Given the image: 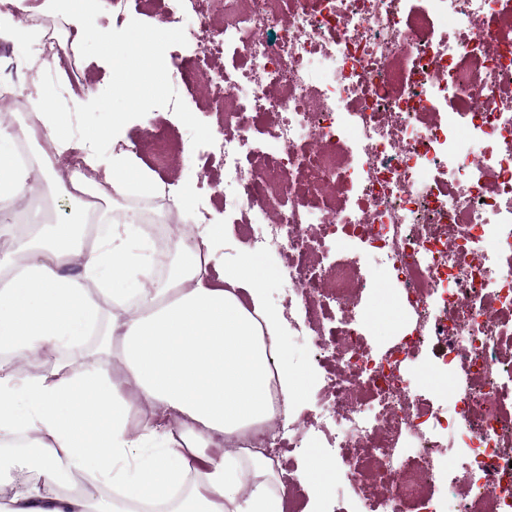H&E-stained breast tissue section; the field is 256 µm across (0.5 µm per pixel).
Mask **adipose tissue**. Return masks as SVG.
<instances>
[{
  "label": "adipose tissue",
  "mask_w": 512,
  "mask_h": 512,
  "mask_svg": "<svg viewBox=\"0 0 512 512\" xmlns=\"http://www.w3.org/2000/svg\"><path fill=\"white\" fill-rule=\"evenodd\" d=\"M57 2L79 37L113 47L112 94L96 101L112 123L98 133L121 138L128 109L162 83L157 51L173 28L131 29L115 43L94 31L95 0ZM34 106L37 126L0 129V211L48 178L66 193L57 165L79 148L115 194L166 191L190 211L193 186L163 189L130 152L102 167L85 141L70 137L48 96ZM20 137L37 145L34 164L17 162ZM84 222L79 212L49 225L44 244L0 285V350L52 359L61 345L81 341L100 313L88 290L94 283L112 302L109 333L121 339L125 373L54 363L41 373L17 367L0 377V433L29 434L39 473L32 480L18 469L0 512H135L183 485L190 491L173 512H285L279 473L247 434L271 417L270 383L289 406L306 382L288 352L281 314L265 302L268 274L258 258L244 253L213 273L192 252L160 287L136 216L111 226L89 250L80 239ZM138 403L151 407L152 418L134 436L127 422Z\"/></svg>",
  "instance_id": "obj_1"
}]
</instances>
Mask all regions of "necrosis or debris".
<instances>
[{
	"mask_svg": "<svg viewBox=\"0 0 512 512\" xmlns=\"http://www.w3.org/2000/svg\"><path fill=\"white\" fill-rule=\"evenodd\" d=\"M26 3L0 13L40 30L37 60H63L74 33ZM212 3L170 20L222 94L204 153L249 253L286 245L288 305L322 370L321 420L285 435L273 394L257 443L277 459L332 448L370 512H512V0ZM130 207L161 253L206 221L166 198ZM366 260L413 320L382 350L364 339ZM431 341L455 378L443 401L409 370Z\"/></svg>",
	"mask_w": 512,
	"mask_h": 512,
	"instance_id": "4bbe7bcc",
	"label": "necrosis or debris"
}]
</instances>
